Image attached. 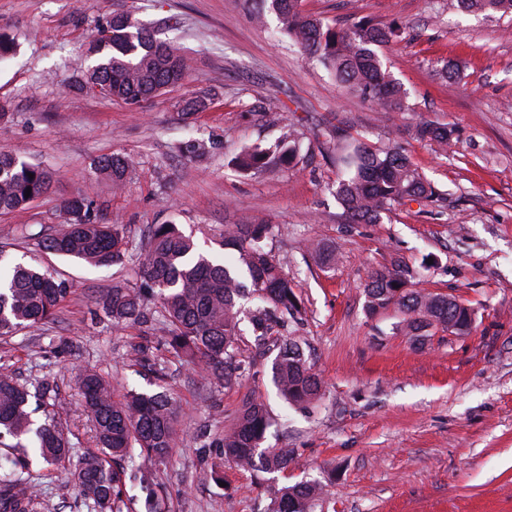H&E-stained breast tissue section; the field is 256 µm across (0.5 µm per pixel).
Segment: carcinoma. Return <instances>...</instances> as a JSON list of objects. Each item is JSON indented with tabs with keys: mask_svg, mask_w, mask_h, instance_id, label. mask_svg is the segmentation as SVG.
Segmentation results:
<instances>
[{
	"mask_svg": "<svg viewBox=\"0 0 512 512\" xmlns=\"http://www.w3.org/2000/svg\"><path fill=\"white\" fill-rule=\"evenodd\" d=\"M470 13L492 17L512 15V0H457ZM275 15L278 31L288 36L304 54L318 58L336 80L368 98L384 112L409 109L408 93L384 65L380 47L401 36L397 27H383L360 18L345 24L326 23L305 16L299 0H261L255 18ZM188 58L167 40L146 28L131 30L127 19L112 17L104 35L91 39L80 58V90L101 84L107 98L127 105L154 98L180 83ZM210 92H196L182 100L181 115L188 119L212 103ZM419 141L444 148L457 144L447 125L422 121L412 129ZM343 151L345 170L336 186V198L351 224H375L397 203H434L442 194L397 148H377L353 140L336 143ZM301 139L288 127L274 143L243 149L236 169L251 174L300 162ZM133 166L125 154H112L99 162L100 170L121 188ZM55 175L49 169L16 155L0 153V213L25 208L46 195ZM30 196H25L26 190ZM69 223L65 230L39 242L45 250L78 259L94 267L122 262L129 251L124 224H98L91 219L90 204L73 197L65 204ZM270 230L263 221L224 230L219 245L230 250L220 260L196 251L193 239L174 224L152 227L139 249L135 274L139 283L114 286L98 305L112 324L124 327L149 324L165 336L167 352L204 372L213 388L234 386L252 360L240 346L242 310L239 300L253 298L247 319L255 341L269 338L285 318L301 314L294 282L281 262L261 245ZM70 292L67 281L45 268L17 263L0 266V337L14 335L52 320ZM366 308L375 313L391 305L402 315L396 329L407 336L445 332L448 324L466 335L473 311L454 297L416 288L412 272L404 265L374 269L366 284ZM131 362L150 371L157 390H131L120 399L112 396L109 381L93 368L79 369L84 407L93 422L96 451L83 455L76 471L81 496L92 512H123L124 484L113 463L136 468L138 484L149 498L159 497L162 486L157 467L172 454L178 442L176 410L166 389L168 359L145 358L132 348ZM271 382L290 406H304L320 398L323 382L306 358L303 343L280 340L271 362ZM62 400L47 384L33 387L0 373V447L15 455L10 467L0 464V512H40V494L30 475L32 460L47 464L70 456L73 444L61 428L57 414ZM271 419L263 400L244 397L232 426L214 435L202 434L203 447L219 448L211 464L216 482L224 481V463L241 471L274 473L288 468L292 450L265 448ZM321 481L281 486L273 512H320L324 489Z\"/></svg>",
	"mask_w": 512,
	"mask_h": 512,
	"instance_id": "1",
	"label": "carcinoma"
}]
</instances>
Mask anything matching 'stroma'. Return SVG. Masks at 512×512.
I'll return each mask as SVG.
<instances>
[{
  "label": "stroma",
  "instance_id": "35a3bbf8",
  "mask_svg": "<svg viewBox=\"0 0 512 512\" xmlns=\"http://www.w3.org/2000/svg\"><path fill=\"white\" fill-rule=\"evenodd\" d=\"M301 9L328 22L365 16L403 26V39L381 55L407 89L410 111L380 112L279 36L275 19L257 24L248 0H0V35L14 45L0 60V106L10 114L0 121V151L58 176L26 209L0 214V246L72 286L53 321L0 339V372L49 382L66 402L59 419L73 459L31 467L44 512H88L74 459L96 442L79 368H96L120 396L149 387L130 365L132 345L165 353L149 327L118 329L97 311L99 295L133 281L134 256L96 269L39 248V239L64 228L63 203L75 196L92 203L97 223L127 225L133 244L152 225L173 223L205 254L219 253L225 227L265 219L264 244L304 309L286 333L307 342L324 381L321 399L296 410L276 396L270 360L220 392L196 368L172 361L181 439L157 470L166 490L161 512H269L275 487L331 470L323 512H512V16L468 15L452 0H302ZM116 14L157 28L190 58L183 85L138 107L79 91L75 61ZM446 60L460 66L451 83L439 73ZM208 89L216 92L210 109L183 119L182 98ZM423 119L457 130L454 152L412 138ZM288 124L314 147L302 167L235 170L242 148L276 140ZM340 128L405 149L446 200L406 202L378 223H348L334 193L342 167L318 149ZM191 137L211 143L205 160L177 151ZM119 152L134 167L116 192L96 165ZM24 229L29 239H21ZM318 241L335 247L332 265L313 259ZM428 256L437 261L430 269ZM397 261L422 288L470 306L471 333L439 331L418 345L396 331L395 309L368 315L369 272ZM247 394L267 402L266 447L291 448L293 460L273 474L228 465L215 482L216 451L197 434L228 427Z\"/></svg>",
  "mask_w": 512,
  "mask_h": 512
}]
</instances>
